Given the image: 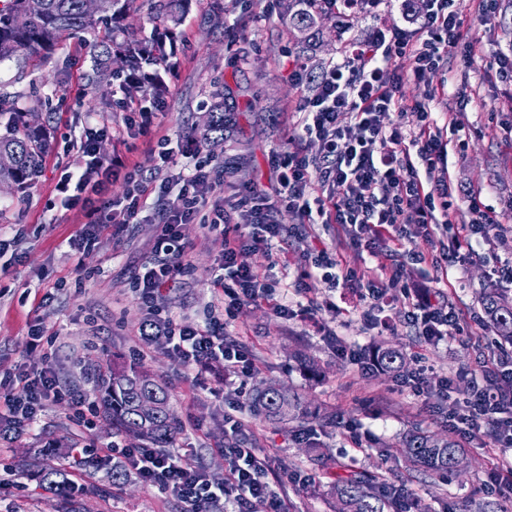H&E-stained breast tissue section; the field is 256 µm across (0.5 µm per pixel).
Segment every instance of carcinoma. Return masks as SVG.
Returning <instances> with one entry per match:
<instances>
[{"label": "carcinoma", "mask_w": 512, "mask_h": 512, "mask_svg": "<svg viewBox=\"0 0 512 512\" xmlns=\"http://www.w3.org/2000/svg\"><path fill=\"white\" fill-rule=\"evenodd\" d=\"M37 12L28 9V0H0V63H23L35 58L46 60V55L68 38L90 34L95 46L100 48V63L92 77L95 84L107 72L112 60V47L118 43L126 46L123 51L124 66L146 68L164 54L163 43L156 39L147 46L137 39L127 27L109 28L102 32L99 25L104 19L120 17L129 12L136 0H101L102 7L95 15L83 10L84 0H41ZM179 0H151L155 16L175 19ZM303 7L296 8L295 0H285L284 9L289 23L298 33V40L308 44L321 34L318 19L323 9L319 0H302ZM211 106V118L203 130L204 142L224 139V129L233 119L236 105L224 93H216ZM30 112L19 96L0 91V154L11 157L12 162L0 166V183L7 182L14 191L23 193L40 176L49 152L48 124L32 126L27 121ZM481 305L490 327L499 342L512 346V300L496 291L481 296ZM383 373H395L405 366L400 348L380 346L375 353ZM98 391L96 413L112 420V428L120 434H138L142 443L150 448H165L174 437L176 426L170 416V396L166 386L154 373L142 367L115 373H97ZM250 412L273 424L309 421L327 423L324 414L307 411L305 401L294 390L280 391L276 383L257 385L249 398ZM403 454L410 466L438 477L456 475V460L464 459L459 444L450 436L430 433L415 427L406 435ZM41 472L42 482L59 487L60 502L57 512H75L72 504L79 489L64 477L63 468L53 464L43 453L29 462ZM375 476L364 471H350L338 475L332 482L331 494L340 504L341 512H423L419 499L412 497L401 503L386 491L375 488Z\"/></svg>", "instance_id": "obj_1"}]
</instances>
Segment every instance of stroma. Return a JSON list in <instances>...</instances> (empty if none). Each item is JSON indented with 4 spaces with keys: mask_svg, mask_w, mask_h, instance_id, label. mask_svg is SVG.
Listing matches in <instances>:
<instances>
[{
    "mask_svg": "<svg viewBox=\"0 0 512 512\" xmlns=\"http://www.w3.org/2000/svg\"><path fill=\"white\" fill-rule=\"evenodd\" d=\"M222 2L224 11L218 15L213 0H182L178 28L185 31L189 50L170 85L171 109L161 120L160 132L173 139L196 133L211 105L214 81L223 82L236 101L237 120L223 143L206 147L205 152L218 163L236 155L246 159L225 182V194L249 184L271 192L277 186L272 154L299 149L311 156L319 153L318 144L303 145L290 137L295 106L313 91L312 85L300 86L291 79L294 60L320 70L339 62L344 42L362 38L376 25H403L402 2L378 0L371 13L350 18L348 28L338 33L333 19H325L323 37L311 52L297 47L281 0ZM467 21L471 37L482 47L481 64L467 69L458 58H449L422 80L407 83L403 93L412 102L437 92L438 124L454 118L464 126L469 146L464 156L450 154L451 180L468 196L493 205L498 222L476 256L452 271L449 286L438 287L432 266L409 261L402 283L411 289L443 290L461 317L471 321L482 315L480 292L495 288L512 297V283L498 284L490 277L498 260L512 257V87L483 67L495 53L512 51V0H497L490 20L471 14ZM97 63L98 50L89 37L64 41L36 71L13 62L0 64V89L20 94L30 105L37 96L52 94L56 108L42 174L26 193H0V238L10 243L0 257V379H12L22 367L47 366L63 390L92 398L93 368L137 364L152 369L168 386L178 425L168 453L195 459L217 482L228 467L224 445L235 438L227 417L247 404L253 386L276 382L301 393L309 410L334 417L332 424L302 433L256 418L249 421L244 437L270 456L274 479L287 481L290 512H335L330 483L335 474L351 470L370 472L383 485L417 495L427 512H470L478 501H491L499 512H512L511 492L491 491L484 485L487 472L503 458L489 436L465 442L466 470L449 482L417 471L396 456L412 427L446 432L440 416L451 412V404L433 396L417 399L410 391H398L397 375L364 373L337 358L329 338L312 320H286L263 304L240 308L228 332L246 344L253 357L257 372L252 377L228 372L223 381L208 376L200 382L193 370L171 358L165 342L142 350L138 328L144 311L131 275L153 250L158 234L155 216L147 215L119 236L104 234L99 245L77 253L68 240L79 231L80 219L59 206L55 190L60 171L79 160L73 144L86 123L103 120L113 133H122L128 107L149 100L140 91H120L114 80L93 89L86 76ZM76 95L82 99L77 109L71 106ZM463 95L470 99L464 109L458 104ZM179 233L194 272L169 284L162 306L181 322L200 324L208 307L223 298L214 284L219 255L213 234L201 225H181ZM343 237L340 225L319 224L313 236L284 238L274 242L271 251L249 253L247 260L261 276L277 281L281 300L294 306L305 301L296 292L295 281L316 249L328 248L342 264L354 268L375 266L368 253L340 247ZM342 305L346 313L337 317L336 332L353 348L365 353L380 344L397 346L411 368L428 365L434 375L453 378L461 393L469 387V372L477 369L494 340L480 320L464 340H457L452 327L448 342L423 346L414 329L402 323L399 306L385 309L392 328L381 333L362 319V303L355 293H345ZM35 324L45 329L36 347L28 335ZM300 354L318 363V377L302 369L296 360ZM351 426L367 433V441L354 443L347 432ZM116 437L108 422L95 414H79L70 399L47 402L35 424L10 440H0V512H55L57 498L37 475L12 469L19 457L55 441L66 450L102 448ZM312 441L326 456L325 465L312 463ZM112 466L108 457L98 466L71 467V478L82 489L81 512H181L177 499L159 493L134 472L113 480Z\"/></svg>",
    "mask_w": 512,
    "mask_h": 512,
    "instance_id": "stroma-1",
    "label": "stroma"
}]
</instances>
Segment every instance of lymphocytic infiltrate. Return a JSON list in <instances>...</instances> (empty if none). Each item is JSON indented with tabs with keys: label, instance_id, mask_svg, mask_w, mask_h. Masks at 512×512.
Wrapping results in <instances>:
<instances>
[{
	"label": "lymphocytic infiltrate",
	"instance_id": "lymphocytic-infiltrate-1",
	"mask_svg": "<svg viewBox=\"0 0 512 512\" xmlns=\"http://www.w3.org/2000/svg\"><path fill=\"white\" fill-rule=\"evenodd\" d=\"M408 28L373 27L366 38L347 42L340 62L320 74L296 65L292 77L299 84L314 83L312 95L295 108L294 131L299 140L315 141L318 157L298 152L274 154L278 173L276 195L255 185L237 189V207L250 221L245 231L226 230L224 168L204 155L200 138L162 147L153 159L151 174L124 154L130 139L151 142L160 116L167 114L168 98L130 109L121 136L107 123H87L76 144L79 165L61 170L56 185L65 209L80 212L83 227L69 241L74 251L95 244L104 230L120 235L137 223L147 203H154L161 232L150 257L133 272L135 293L145 311L138 334L144 347L165 341L173 360L198 375L223 376L225 370L251 376L255 365L242 342L228 336L226 319L245 304H267L282 318L294 312L276 297L273 283L247 262L248 252L268 247L283 229L274 219L278 207L292 210L297 234H309L318 224H338L345 241L377 257L376 267H342L333 253L318 251L300 272L297 290L312 292L314 280L333 288L358 291L367 300L366 318L401 302L404 323L416 327L422 345L445 341L449 326L461 325L455 308L429 293L413 292L402 284L401 254L416 263L431 264L448 275L475 255L479 240L487 239L497 221L493 207L473 203L469 225L453 224L462 192L449 176V155L440 135L430 101L406 103L403 86L439 69L449 55H459L465 66L475 62L477 48L469 37L464 0H419ZM414 114L415 124L405 122ZM113 141L111 153L100 145ZM190 155L194 164L176 172L177 155ZM127 179L132 188L123 199H112V179ZM422 227L423 247L413 246L405 225ZM196 223L214 232L219 244L221 275L215 282L224 291L223 316L211 317L201 327L184 325L162 316L160 303L171 281L189 270L187 247L179 225ZM62 390L51 371L37 377L19 375L0 381V436L33 423L44 403L59 398ZM446 422L452 433L467 439L490 434L495 445L512 447V355L502 348L488 350L469 389L455 401ZM122 456L140 479L162 494L180 500L185 512H210L224 502L231 512H249L252 502L267 503L269 512H288L284 498L272 491L267 473L268 455L241 439L225 445L229 466L221 483L212 482L189 458L160 454L151 448H125Z\"/></svg>",
	"mask_w": 512,
	"mask_h": 512
}]
</instances>
